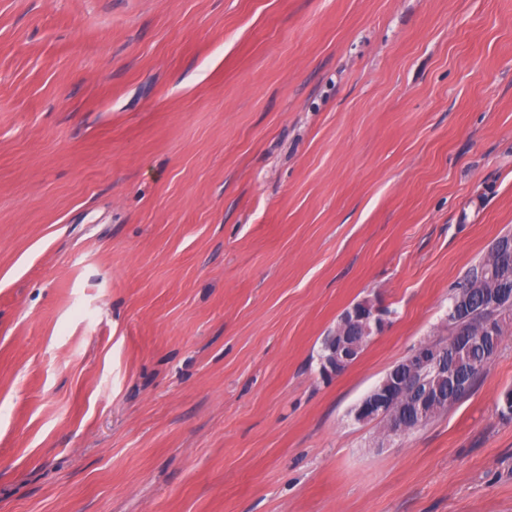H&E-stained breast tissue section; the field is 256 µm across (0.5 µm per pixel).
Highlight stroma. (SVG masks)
<instances>
[{
  "instance_id": "stroma-1",
  "label": "stroma",
  "mask_w": 512,
  "mask_h": 512,
  "mask_svg": "<svg viewBox=\"0 0 512 512\" xmlns=\"http://www.w3.org/2000/svg\"><path fill=\"white\" fill-rule=\"evenodd\" d=\"M509 231L512 0H0V512H512V330L352 417ZM362 306L363 308H359L353 305L344 311L336 323L332 336H328L327 354L320 359V371L323 376L337 377L344 373L354 363L359 352L358 337L366 336V346L371 336L378 334L384 327L387 312L391 313L374 302L372 305Z\"/></svg>"
}]
</instances>
